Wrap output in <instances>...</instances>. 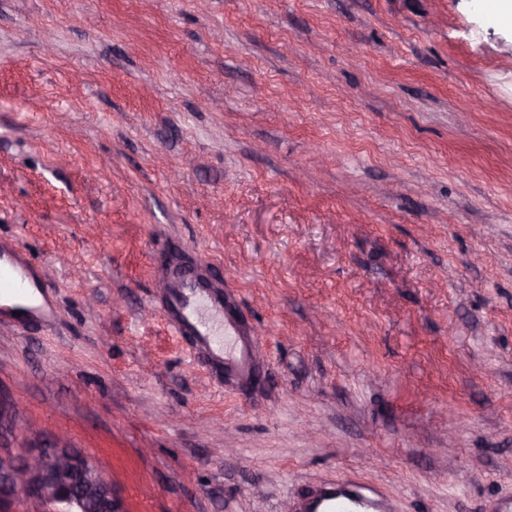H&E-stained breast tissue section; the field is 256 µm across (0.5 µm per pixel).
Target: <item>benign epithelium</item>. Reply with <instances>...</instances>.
<instances>
[{"label":"benign epithelium","mask_w":512,"mask_h":512,"mask_svg":"<svg viewBox=\"0 0 512 512\" xmlns=\"http://www.w3.org/2000/svg\"><path fill=\"white\" fill-rule=\"evenodd\" d=\"M54 506V512H126L113 484L83 453L56 437L51 448L24 455H0V512L19 495Z\"/></svg>","instance_id":"7a95c632"}]
</instances>
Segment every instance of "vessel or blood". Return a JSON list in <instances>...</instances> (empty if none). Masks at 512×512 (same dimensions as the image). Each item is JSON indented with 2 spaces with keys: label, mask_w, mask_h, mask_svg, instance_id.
<instances>
[{
  "label": "vessel or blood",
  "mask_w": 512,
  "mask_h": 512,
  "mask_svg": "<svg viewBox=\"0 0 512 512\" xmlns=\"http://www.w3.org/2000/svg\"><path fill=\"white\" fill-rule=\"evenodd\" d=\"M33 266L21 248L0 250V298L26 299L38 287ZM159 310L171 332L191 337L215 372L246 379L256 369L259 352L244 336L231 301L201 269L169 266L163 277ZM297 512H389L373 487L351 479L312 486L296 506Z\"/></svg>",
  "instance_id": "vessel-or-blood-1"
}]
</instances>
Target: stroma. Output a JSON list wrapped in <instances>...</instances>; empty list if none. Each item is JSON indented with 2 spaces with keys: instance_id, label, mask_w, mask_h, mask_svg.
I'll return each mask as SVG.
<instances>
[{
  "instance_id": "1",
  "label": "stroma",
  "mask_w": 512,
  "mask_h": 512,
  "mask_svg": "<svg viewBox=\"0 0 512 512\" xmlns=\"http://www.w3.org/2000/svg\"><path fill=\"white\" fill-rule=\"evenodd\" d=\"M11 451L66 431L127 512L512 497V24L473 0H0ZM207 264L258 340L215 385L151 306ZM34 270L20 247L0 250V298L8 296L22 301L30 288H40ZM296 509L295 512H390L375 488L351 479L312 486Z\"/></svg>"
}]
</instances>
